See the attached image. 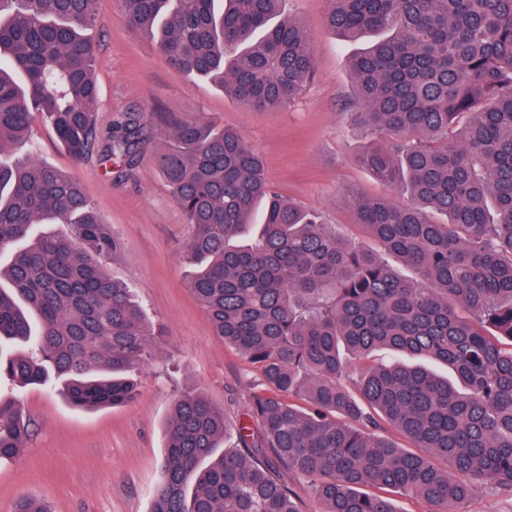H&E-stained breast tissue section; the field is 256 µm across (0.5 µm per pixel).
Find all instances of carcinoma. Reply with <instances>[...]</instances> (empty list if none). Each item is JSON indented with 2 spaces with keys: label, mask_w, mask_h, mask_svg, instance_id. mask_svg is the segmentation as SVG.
<instances>
[{
  "label": "carcinoma",
  "mask_w": 512,
  "mask_h": 512,
  "mask_svg": "<svg viewBox=\"0 0 512 512\" xmlns=\"http://www.w3.org/2000/svg\"><path fill=\"white\" fill-rule=\"evenodd\" d=\"M95 0H0V376L62 382L78 407L122 406L160 343L101 258L122 243L70 172L15 157L36 115L76 161L119 179L155 134L130 108L109 130L99 95ZM285 0H121L168 64L246 108L286 109L316 75ZM327 27L381 34L347 59L358 162L391 195L345 194L405 279L277 193L235 130L171 117L156 164L191 233L188 283L214 334L261 376L224 449V410L178 395L150 512H299L284 471L321 512H463L483 482L512 492V0H331ZM65 224V235L39 231ZM394 355L374 358L378 351ZM390 425L413 444L376 431ZM29 427L0 396V460Z\"/></svg>",
  "instance_id": "cac0c4a2"
}]
</instances>
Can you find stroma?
Wrapping results in <instances>:
<instances>
[{"mask_svg":"<svg viewBox=\"0 0 512 512\" xmlns=\"http://www.w3.org/2000/svg\"><path fill=\"white\" fill-rule=\"evenodd\" d=\"M329 0H287L315 47L316 76L284 110L252 112L210 82L173 70L154 42L126 25L119 0H98L99 45L96 78L100 128L129 107L153 111L155 124L169 116L206 118L235 128L260 154L272 187L360 246L375 242L356 224L352 210L337 201L345 190L366 196L387 194L357 162L368 138L349 115L351 95L346 59L366 40L343 41L326 25ZM166 145L155 136L137 168L118 180L97 156L74 162L52 128L34 118L31 137L13 146L16 156H33L72 172L103 220L123 243L119 255L104 258L114 278L127 283L164 336L149 363L135 375L138 394L127 405L97 410L72 407L57 384L14 390L0 378V392L15 393L33 433L15 457L0 461V512H13L30 497L52 512H150L161 479L165 429L172 402L190 388L201 389L223 408L225 446H235L236 427L256 371L217 336L188 286L182 256L189 236L183 213L173 202L154 156Z\"/></svg>","mask_w":512,"mask_h":512,"instance_id":"1","label":"stroma"}]
</instances>
